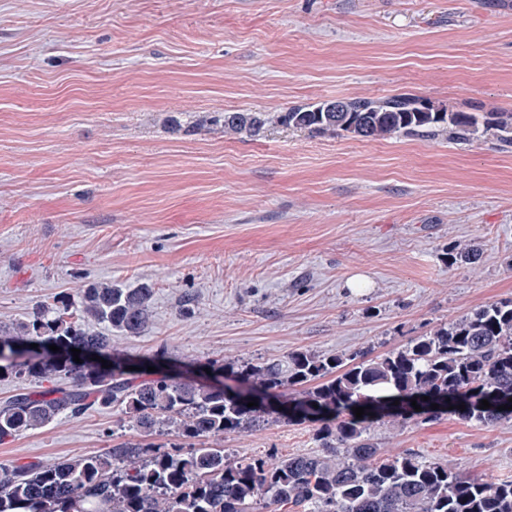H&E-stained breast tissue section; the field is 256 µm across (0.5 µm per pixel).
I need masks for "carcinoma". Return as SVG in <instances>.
Returning a JSON list of instances; mask_svg holds the SVG:
<instances>
[{
    "label": "carcinoma",
    "mask_w": 512,
    "mask_h": 512,
    "mask_svg": "<svg viewBox=\"0 0 512 512\" xmlns=\"http://www.w3.org/2000/svg\"><path fill=\"white\" fill-rule=\"evenodd\" d=\"M218 121L227 133L250 136L277 122L363 140L445 135L468 141L481 132L512 146V112L447 110L411 93L326 100L276 115L226 112ZM447 255L451 265H472L480 249L460 244ZM153 296L149 284L92 283L75 296L62 293L37 305L23 322L0 324V379L52 382L0 404V444L61 415L93 407L122 413L112 445L99 453L0 464V512H512V479L489 482L413 454L384 456L371 438L381 416L429 420L450 406L480 426L511 422L512 410L497 407L512 398V298L487 302L380 354L299 349L237 364L231 373L247 388L234 391L168 375L138 380L120 363L104 368L90 361L112 348L99 327L129 336L145 330ZM73 348L81 350L79 363ZM290 389L301 394L293 416L326 419L317 428L320 450L249 461L224 452L225 434L273 422L270 413L247 406V396L283 398ZM425 396L443 405L415 411L411 400L421 405ZM483 399L490 408H479ZM355 407L365 408L362 418ZM126 426L174 441L121 440L117 431Z\"/></svg>",
    "instance_id": "obj_1"
}]
</instances>
